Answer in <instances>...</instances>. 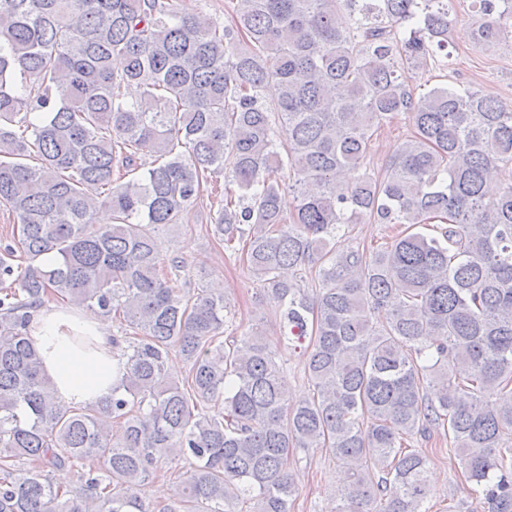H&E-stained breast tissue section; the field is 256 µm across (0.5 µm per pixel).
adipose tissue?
I'll return each mask as SVG.
<instances>
[{
    "mask_svg": "<svg viewBox=\"0 0 512 512\" xmlns=\"http://www.w3.org/2000/svg\"><path fill=\"white\" fill-rule=\"evenodd\" d=\"M34 326L43 371L61 401L83 404L110 395L119 385L106 321L84 318L74 309L43 308L35 314Z\"/></svg>",
    "mask_w": 512,
    "mask_h": 512,
    "instance_id": "1",
    "label": "adipose tissue"
}]
</instances>
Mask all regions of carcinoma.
Segmentation results:
<instances>
[{
	"instance_id": "carcinoma-1",
	"label": "carcinoma",
	"mask_w": 512,
	"mask_h": 512,
	"mask_svg": "<svg viewBox=\"0 0 512 512\" xmlns=\"http://www.w3.org/2000/svg\"><path fill=\"white\" fill-rule=\"evenodd\" d=\"M356 2L231 0L222 26L180 0H0V208L16 225L0 249V512H290L299 448L347 471L337 512H428L430 459L404 442L439 432L471 494L512 512V106L460 84L414 94L409 71L448 48L444 0H367L345 29ZM473 5L474 44L501 41L512 0ZM405 112L390 162L345 178ZM221 175L213 235L308 341L304 400L264 332L224 335V295L177 287L181 261L161 257L159 231ZM365 223L404 230L376 251L342 243ZM50 298L122 325L112 398L56 396L31 336ZM93 456L98 471L77 469ZM169 470L172 499L147 501Z\"/></svg>"
}]
</instances>
